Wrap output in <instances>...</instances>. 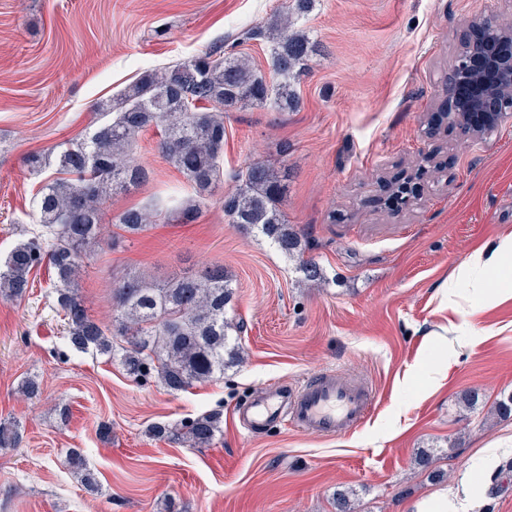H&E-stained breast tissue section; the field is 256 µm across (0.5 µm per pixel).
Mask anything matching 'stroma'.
Segmentation results:
<instances>
[{"mask_svg":"<svg viewBox=\"0 0 512 512\" xmlns=\"http://www.w3.org/2000/svg\"><path fill=\"white\" fill-rule=\"evenodd\" d=\"M286 0H0V258L38 229L36 193L55 165L31 170L82 137L95 112L149 69L217 43L270 73L265 45L244 39ZM480 16L512 17V0H316L299 23L317 43L296 110L224 114V182L191 224L161 223L103 247L79 280L90 314L109 321L111 289L139 271L164 282L220 264L233 281L228 315L242 362L180 393L133 381L107 357L67 344L51 272L24 298H0V422H19L0 450V512H418L438 492L459 512H512V416L491 410L512 392V297L488 299L459 275L470 256L512 233V123L486 139L425 135L445 98L455 53ZM138 139L149 182L108 200V214L144 206L184 183ZM436 152L440 184L395 214L376 178L407 176ZM260 159L286 173L282 208L307 234L326 280L310 287L257 231L229 224L223 194ZM333 370L368 380L363 425L339 438L283 425L251 437L234 420L262 389L300 387ZM29 376L39 399L21 397ZM479 394L465 407L462 392ZM223 414L212 444L153 437L162 424ZM77 449L99 480L87 491L66 461Z\"/></svg>","mask_w":512,"mask_h":512,"instance_id":"35a3bbf8","label":"stroma"}]
</instances>
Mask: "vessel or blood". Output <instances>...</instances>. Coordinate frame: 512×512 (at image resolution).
I'll list each match as a JSON object with an SVG mask.
<instances>
[{
    "mask_svg": "<svg viewBox=\"0 0 512 512\" xmlns=\"http://www.w3.org/2000/svg\"><path fill=\"white\" fill-rule=\"evenodd\" d=\"M373 400L374 392L367 382L323 371L298 389L254 394L238 407L236 417L251 436L284 421L307 435L340 437L364 423Z\"/></svg>",
    "mask_w": 512,
    "mask_h": 512,
    "instance_id": "vessel-or-blood-1",
    "label": "vessel or blood"
}]
</instances>
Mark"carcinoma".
<instances>
[{"instance_id": "carcinoma-1", "label": "carcinoma", "mask_w": 512, "mask_h": 512, "mask_svg": "<svg viewBox=\"0 0 512 512\" xmlns=\"http://www.w3.org/2000/svg\"><path fill=\"white\" fill-rule=\"evenodd\" d=\"M314 0H293L266 27L247 31L251 39L268 44L273 78L249 59L209 47L162 69L146 71L129 85L117 103L102 110L112 115L94 119L90 131L58 147V177L37 196L38 231L18 242L0 264V296L21 298L42 266L54 274L55 307L62 315L67 341L77 352H95L119 361L135 380L153 378L170 393L224 374L240 361L230 331L238 326L227 317L232 285L221 265L157 282L138 273L123 276L112 288V319L103 324L88 312L79 293L78 274L85 261L104 243L102 205L110 196L150 179L149 170L134 159L140 132L161 126L159 153L185 178L194 197L181 199L173 188L152 207L128 208L111 223L137 236L175 212L182 224L196 221L201 207L224 180V110L232 107H271L285 111L298 104L295 85L309 69L314 43L298 22ZM397 212L416 198L411 180L385 185ZM285 184L269 164L253 160L239 174L234 192L222 200L230 223L254 229L286 258L296 262L304 280L319 283L323 267L306 258V233L288 223L281 209ZM220 413L202 414L172 430L154 426L168 441L206 446L220 431ZM21 437L16 422L0 423V449L15 446ZM68 463L81 484L95 489L97 480L84 459L69 455Z\"/></svg>"}]
</instances>
